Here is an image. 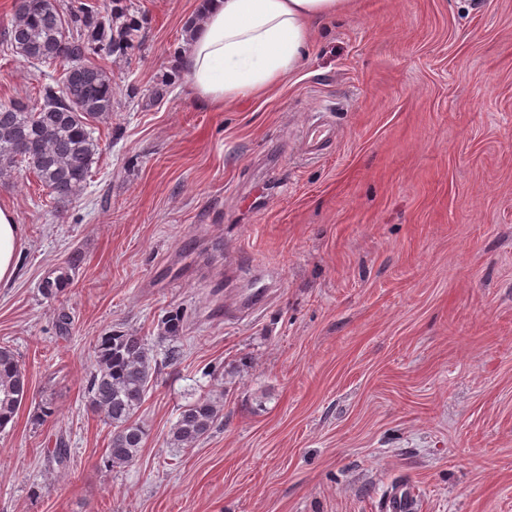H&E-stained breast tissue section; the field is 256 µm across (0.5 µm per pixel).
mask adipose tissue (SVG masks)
Wrapping results in <instances>:
<instances>
[{
    "mask_svg": "<svg viewBox=\"0 0 512 512\" xmlns=\"http://www.w3.org/2000/svg\"><path fill=\"white\" fill-rule=\"evenodd\" d=\"M347 0H199L182 62L195 95L221 106L264 93L299 70L316 26ZM21 226L0 207V284L18 267Z\"/></svg>",
    "mask_w": 512,
    "mask_h": 512,
    "instance_id": "1",
    "label": "adipose tissue"
}]
</instances>
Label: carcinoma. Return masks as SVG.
Masks as SVG:
<instances>
[{"instance_id": "1", "label": "carcinoma", "mask_w": 512, "mask_h": 512, "mask_svg": "<svg viewBox=\"0 0 512 512\" xmlns=\"http://www.w3.org/2000/svg\"><path fill=\"white\" fill-rule=\"evenodd\" d=\"M102 15L98 6L73 0L61 9L57 0H17L7 44L29 62H67L62 79L38 88L39 103L0 107V180L22 169L31 171L64 206L85 190L99 153L93 123L112 119V75L94 57L123 56L134 47L141 23L132 5L111 0ZM167 338L179 339L183 319L177 312L161 321ZM147 337L135 330H111L98 337L85 390L92 410L112 427L104 463L123 469L136 462L148 436L136 419L156 367ZM25 370L12 350L0 347V429L26 399ZM223 418V406L204 394L181 408L169 431L172 448L191 449Z\"/></svg>"}]
</instances>
